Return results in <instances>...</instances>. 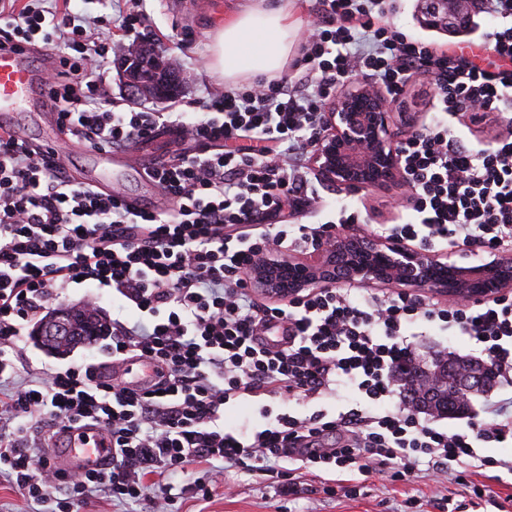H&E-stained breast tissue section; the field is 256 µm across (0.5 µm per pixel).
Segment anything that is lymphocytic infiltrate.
Masks as SVG:
<instances>
[{
	"label": "lymphocytic infiltrate",
	"mask_w": 512,
	"mask_h": 512,
	"mask_svg": "<svg viewBox=\"0 0 512 512\" xmlns=\"http://www.w3.org/2000/svg\"><path fill=\"white\" fill-rule=\"evenodd\" d=\"M15 2L0 0V48L60 45L44 82L69 142L122 152L168 132L181 149L146 169L171 202L162 212L77 181L65 149L0 136V477L45 512H73L101 489L119 502L144 499L156 478L202 464L271 472L286 461L289 481L313 474L324 493L349 495L372 472L405 484L465 458L512 473V459L477 453L512 443V293L475 304L346 284L260 303L250 276L257 262L356 223L347 206L320 224L288 218L324 210L311 155L327 103L360 74L395 101L427 73L439 104L428 126L396 144L411 218L376 235L431 251L512 253V124L478 146L452 125L462 112L512 110V0L480 2L495 21L484 65L408 38L389 21V0H314L292 73L212 89L192 113L117 112L93 81L105 60L151 35L147 12H127L121 37L101 39L88 7L104 0H82L77 12ZM76 286L88 308L110 288L136 312L113 320L105 352L115 364L153 363L149 380L125 384L96 362L19 375L29 325ZM420 323L478 343L509 384L486 419L451 432L406 405L395 372L415 356L410 330ZM345 389L352 405L321 408ZM260 399L263 427L225 428L226 405ZM300 402L312 412L290 411ZM70 425L107 434L111 464L61 469L48 447Z\"/></svg>",
	"instance_id": "f902f5d3"
}]
</instances>
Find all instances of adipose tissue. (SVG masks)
<instances>
[{"instance_id": "1", "label": "adipose tissue", "mask_w": 512, "mask_h": 512, "mask_svg": "<svg viewBox=\"0 0 512 512\" xmlns=\"http://www.w3.org/2000/svg\"><path fill=\"white\" fill-rule=\"evenodd\" d=\"M296 33L287 6H255L216 34L210 67L228 82L273 78L291 58Z\"/></svg>"}]
</instances>
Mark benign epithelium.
Instances as JSON below:
<instances>
[{"label": "benign epithelium", "instance_id": "7a95c632", "mask_svg": "<svg viewBox=\"0 0 512 512\" xmlns=\"http://www.w3.org/2000/svg\"><path fill=\"white\" fill-rule=\"evenodd\" d=\"M467 9L434 0L422 8L430 28L464 29L476 0ZM392 105L383 91L363 81L347 85L329 104L328 130L313 154L319 174L337 188L357 192L403 182L392 131ZM255 285L276 298L294 296L316 285L359 282L407 286L448 298L481 301L512 291V258L471 261L405 247L392 240L342 231L336 243L277 267L261 262L252 271ZM485 368L454 376V389L466 396L485 389Z\"/></svg>", "mask_w": 512, "mask_h": 512}]
</instances>
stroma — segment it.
Segmentation results:
<instances>
[{
  "label": "stroma",
  "mask_w": 512,
  "mask_h": 512,
  "mask_svg": "<svg viewBox=\"0 0 512 512\" xmlns=\"http://www.w3.org/2000/svg\"><path fill=\"white\" fill-rule=\"evenodd\" d=\"M255 0H195V7L179 12L169 0H114L112 6L92 5L94 14H102L111 23H119L123 12L141 6L150 14L153 30L159 40L154 49L173 63L184 79L182 94L166 102L149 101L132 95L126 88L119 62H109L96 73L97 82L107 91L116 110L148 107L157 112H182L190 104L204 100L210 87L220 84L219 76L208 68L210 47L218 29L226 20L249 9ZM389 20L406 35L426 41L442 49H463L466 55L479 53L482 35L492 27V18L474 15L468 32L448 35L424 27L420 21L419 0H395ZM434 79L429 75L416 76L408 86L400 107L394 114L398 134L421 128L428 123L438 107L433 91ZM400 196L396 186L362 191L349 195L351 207L356 208L360 221L354 233L371 234L378 224H401L408 215L395 207ZM208 482L212 488L209 501L193 497L194 480ZM471 467L454 465L440 481L421 479L406 485L391 482L377 475L362 482L356 495H327L320 479L306 477L297 488H289L287 476L265 475L246 466L213 467L199 475L181 477V494L173 500L172 512H438L436 498L446 497L445 512H485L473 493L481 483Z\"/></svg>",
  "instance_id": "35a3bbf8"
}]
</instances>
